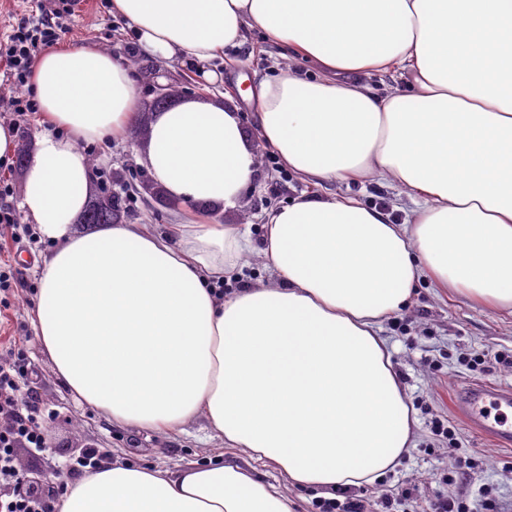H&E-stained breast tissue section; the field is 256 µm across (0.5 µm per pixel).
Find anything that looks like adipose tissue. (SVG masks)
<instances>
[{"instance_id": "1", "label": "adipose tissue", "mask_w": 512, "mask_h": 512, "mask_svg": "<svg viewBox=\"0 0 512 512\" xmlns=\"http://www.w3.org/2000/svg\"><path fill=\"white\" fill-rule=\"evenodd\" d=\"M139 50L194 70L261 28L324 70L286 69L250 90L255 140L224 104L155 113L137 156L183 205L168 235L135 224L76 230L92 140L140 120L129 65L84 45L38 53L28 85L36 149L20 207L58 247L40 270L38 343L82 404L142 431L204 416L253 468L125 463L68 482L55 512H293L258 474L329 493L375 484L413 446L416 418L381 336L423 280L512 312V0H111ZM407 87L377 95L360 75ZM317 182L393 179L403 224L350 198L302 197L267 217L276 276L222 298L253 248L222 223L255 176L253 142Z\"/></svg>"}]
</instances>
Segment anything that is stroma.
<instances>
[{"instance_id":"1","label":"stroma","mask_w":512,"mask_h":512,"mask_svg":"<svg viewBox=\"0 0 512 512\" xmlns=\"http://www.w3.org/2000/svg\"><path fill=\"white\" fill-rule=\"evenodd\" d=\"M52 0H0V40L18 26L35 21ZM59 45L92 44L131 63L141 89L142 102L153 99L154 85L182 83L191 97L225 102L250 120L253 104L242 92L259 81L277 77L286 68L312 76L301 59L282 54L257 27L244 42L224 51L216 61L213 81L203 80L179 64L154 67L153 57L137 52L126 25L110 13V0H82ZM141 140L96 142L83 149L92 165V182L100 184L123 176L139 184L147 172L133 158ZM257 173L234 210L221 220L237 224L248 220L255 249L241 260L237 280L225 284L232 294L272 278L261 252L267 214L303 196L339 195L387 212L393 223L408 221L415 207L412 195L391 180L354 178L342 183L306 180L279 164L276 154L264 148L256 153ZM127 223L153 234H164L175 221V205L156 202L148 194L131 193L125 202ZM55 243L39 239L36 227L24 214L11 225H0V269L11 272L13 288L0 291V360L25 355L28 373L25 392L33 393L41 410L47 449L36 452L21 447L17 456L29 472L38 474L44 495L58 494L70 481L69 465L86 446L100 448L108 463L121 462L162 469L224 461L248 466L245 449L226 447L211 437L204 418L189 422L184 431H141L118 424L80 403L60 383L52 364L38 346L32 323L39 286L36 271L55 251ZM382 335L395 368L407 389L417 419L414 446L381 483L335 493L338 503L362 502L365 512H428L439 497L466 501L471 512H485L481 491L497 503L496 512H512V447L467 424L455 410V399L472 383L512 387V314L490 311L460 296L447 294L431 283H421L408 310L385 321ZM450 427L453 435H436V423ZM475 458L473 469L454 474L457 460Z\"/></svg>"}]
</instances>
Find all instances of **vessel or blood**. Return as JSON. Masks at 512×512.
I'll return each mask as SVG.
<instances>
[{"label": "vessel or blood", "instance_id": "b4317fda", "mask_svg": "<svg viewBox=\"0 0 512 512\" xmlns=\"http://www.w3.org/2000/svg\"><path fill=\"white\" fill-rule=\"evenodd\" d=\"M456 409L478 430L512 445V426L506 423L507 414L512 411V389L468 386L457 400Z\"/></svg>", "mask_w": 512, "mask_h": 512}]
</instances>
